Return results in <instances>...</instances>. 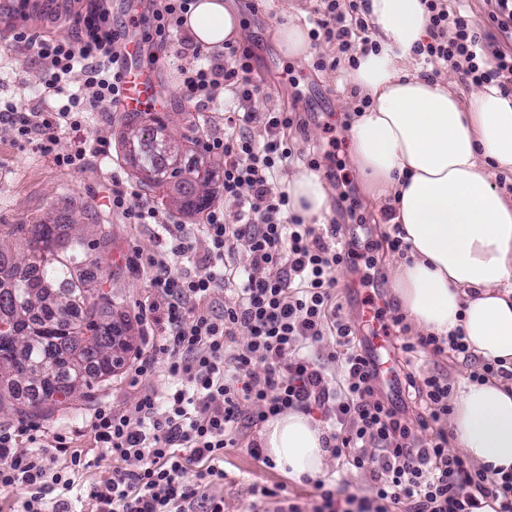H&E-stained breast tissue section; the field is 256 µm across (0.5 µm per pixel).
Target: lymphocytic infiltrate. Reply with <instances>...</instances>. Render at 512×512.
Listing matches in <instances>:
<instances>
[{
  "label": "lymphocytic infiltrate",
  "mask_w": 512,
  "mask_h": 512,
  "mask_svg": "<svg viewBox=\"0 0 512 512\" xmlns=\"http://www.w3.org/2000/svg\"><path fill=\"white\" fill-rule=\"evenodd\" d=\"M491 20L498 38L478 33L465 12L449 9L447 0H424L429 13V40L417 53L424 62L459 73L467 84L506 88L512 84V0H494ZM309 37L335 43L341 59L356 68L359 55L378 51L367 0H320ZM125 25L113 22L102 7L77 14L72 38L30 39L41 64L44 93L63 96L51 115L17 102L0 103V122L9 124L17 140L52 156L58 167L80 166L98 154L94 143L77 138L65 153L56 146L62 132L79 133L89 115L105 111L121 98L123 61L120 47ZM193 60L180 69L188 100L213 102L220 91L233 95L224 113V134L207 138L205 151L224 162V199L236 211L226 220L221 209L208 212L203 230L208 241L204 273L182 267L192 251L186 225L170 223L152 201L114 182L109 205L133 224H153L170 240L166 253L135 257L133 269H145L148 286L164 304L160 334L152 348L166 351L165 394L145 390L131 407L98 408L91 418L94 443L111 458L112 472L89 484L84 512H224V500L212 490L223 485L224 451L236 437L291 410H321L334 431L329 450L341 464L368 473L365 493L341 496L339 487L315 479L306 502L282 496L280 490L257 488L262 501L276 498L279 512H481L486 503L512 512V474L499 476L475 469L448 449L440 424L448 416L450 386L440 374L417 375L420 354L453 352L473 361L462 329L448 336H421L401 343L403 375L426 408L410 421L403 400L382 393L377 370L360 335L362 324L340 314L333 290L337 271L355 266L361 255L350 244H338L339 225L317 233L314 225L292 214L287 194L272 195L269 184L290 165L293 152L283 136L300 124L295 112L256 110L260 92L252 80L249 50L229 46L223 56L193 48ZM84 73V87H67L74 67ZM261 124L266 138L256 144L246 126ZM242 244L251 257L249 271H228L227 253ZM229 290L233 303L220 294ZM337 348L322 353L326 338ZM340 362L343 379L335 381L327 366ZM262 366V379L251 378ZM431 431L429 440L420 432ZM16 433L0 430V489L21 494L17 512H72L56 490L72 487L93 467L81 450H68L65 436L44 442L29 440L28 454L15 450ZM69 451L66 466L56 455Z\"/></svg>",
  "instance_id": "lymphocytic-infiltrate-1"
}]
</instances>
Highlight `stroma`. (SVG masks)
Instances as JSON below:
<instances>
[{"label":"stroma","mask_w":512,"mask_h":512,"mask_svg":"<svg viewBox=\"0 0 512 512\" xmlns=\"http://www.w3.org/2000/svg\"><path fill=\"white\" fill-rule=\"evenodd\" d=\"M108 8L115 21H129L134 14L133 0H36L25 13L13 10L10 0H0V36H8L7 44L0 46V99L20 100L44 112L55 111V96L45 95L40 84V68L32 49L12 42L19 31L30 36L66 39L72 29L70 14L86 11L91 4ZM239 13L244 36L242 46L253 52V76L262 91L255 101L257 109L275 107L285 112L304 113L308 123L305 130L288 129L286 136L299 160L292 172L305 170L309 153L326 149L327 128H334L337 137L336 159L345 180L344 187H335L331 178H324L328 194V209L318 223L319 230L342 220L345 213L366 225L371 244L366 255L373 266L358 264L355 268L338 272L336 295L349 319H356L362 310L365 296H372L388 315L400 314L401 308L391 287V270L402 255L390 251L386 240L393 233L386 224L385 207L371 201L363 188V178L351 164L348 155V123L355 108V87L343 71L320 69L316 59L332 61L337 56L335 44L324 43L313 47L310 59L299 61L284 55L275 38L277 25L294 23L311 28L316 17L317 0H226ZM195 42L186 30L172 33L165 44L152 45L144 56L145 62L158 69L157 95L162 102L161 114L167 119V130L181 141L186 151L183 165L194 162L208 164L212 172L211 206H223L222 181L224 174L212 164L203 151L202 143L208 135L224 130V101L207 107L188 101L180 86L179 69L192 60ZM129 117L120 108L95 113L84 127L85 138L103 137L112 147L108 156L90 158L83 168L66 170L51 158L33 150L31 145L16 141L9 125L0 123V227L7 224H34L51 219L60 224L75 222L83 225L87 235H95L100 224L109 225L112 247L109 251H94L99 274L111 275L112 293L116 298V313L128 323L130 347L124 354V363L112 379L99 383L88 397L75 399L50 415H35L31 421L46 437L61 433L72 447L89 450L94 446L88 420L95 409L109 407L122 411L133 405L142 390L150 387L164 391V368L167 355L161 351L151 354L153 375L132 384L131 362L143 349L147 333L146 323L139 315V307L149 299L145 273L128 267L127 257L140 252L151 254L165 251L168 239L151 224H128L112 213L108 199L112 194L113 176H121L129 189L143 192L137 161L123 143ZM260 429L254 428L240 437L237 445L224 451V469L227 477L217 495L224 498V512H246L253 501V487H286L290 498H306L313 493L312 485L296 482L276 467H267L255 461L248 452L251 441L260 439Z\"/></svg>","instance_id":"1"}]
</instances>
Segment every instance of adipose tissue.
<instances>
[{
    "mask_svg": "<svg viewBox=\"0 0 512 512\" xmlns=\"http://www.w3.org/2000/svg\"><path fill=\"white\" fill-rule=\"evenodd\" d=\"M380 53L361 56L350 78L373 104L349 130L350 158L374 201H390L407 260L392 286L424 333L463 328L472 352L512 366V203L491 182L512 168V94L494 85L461 98L413 70L428 37L423 0H368ZM195 42L214 49L240 41L242 20L224 0H197L185 21ZM285 191L294 213L321 219L328 207L318 176L301 172ZM448 429L466 457L512 471V382L462 379ZM262 446L299 480L321 474L324 431L290 411L266 421Z\"/></svg>",
    "mask_w": 512,
    "mask_h": 512,
    "instance_id": "1",
    "label": "adipose tissue"
}]
</instances>
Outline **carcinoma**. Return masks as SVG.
Instances as JSON below:
<instances>
[{"instance_id":"carcinoma-1","label":"carcinoma","mask_w":512,"mask_h":512,"mask_svg":"<svg viewBox=\"0 0 512 512\" xmlns=\"http://www.w3.org/2000/svg\"><path fill=\"white\" fill-rule=\"evenodd\" d=\"M139 115H131L129 137L136 139L129 150L140 157V173L148 189L167 187L171 182L180 185L179 196L173 204L182 210L199 211L209 201L207 195L194 190V184L206 188L212 179L211 170L197 163L190 170L166 167L164 154L154 147V133L163 130L164 122L151 118L154 126L138 127ZM69 241L63 258L55 255L56 243ZM22 245L27 251L24 272L13 271L8 247L10 243ZM112 242L106 227L100 228L97 239L88 240L69 224H12L0 230V273H6L11 284L0 288V353L11 350L12 337L24 329L36 327L40 336L32 350L34 354L51 359L45 372L37 376L21 377L0 365V408L12 404L14 389L24 382L32 397L28 400L32 414L51 413L62 407L76 394L70 389L72 370L66 357V345L72 330L82 328L94 336L81 367L82 388L92 389L96 384L112 378L120 368L108 349L112 348V335L117 322L112 320L114 301L112 291L105 290L106 282L92 284L90 256L96 249H105Z\"/></svg>"}]
</instances>
